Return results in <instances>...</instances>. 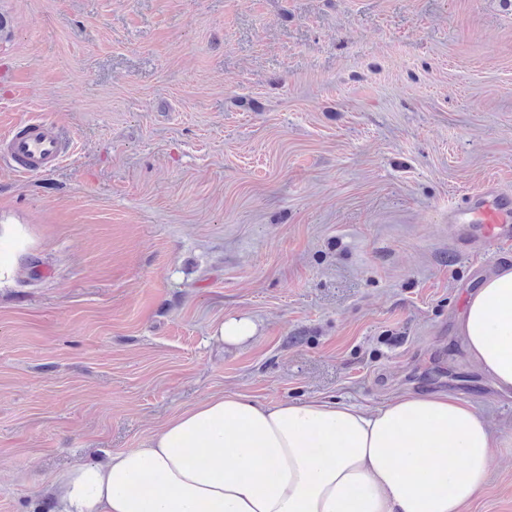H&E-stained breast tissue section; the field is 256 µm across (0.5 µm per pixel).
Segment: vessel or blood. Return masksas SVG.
<instances>
[{
    "label": "vessel or blood",
    "mask_w": 512,
    "mask_h": 512,
    "mask_svg": "<svg viewBox=\"0 0 512 512\" xmlns=\"http://www.w3.org/2000/svg\"><path fill=\"white\" fill-rule=\"evenodd\" d=\"M68 156L56 128L32 118L0 139V157L7 159L17 173L37 175L58 167ZM448 221L465 231L469 248H482L494 239L512 240V194L489 184L470 195L465 206L449 211Z\"/></svg>",
    "instance_id": "vessel-or-blood-1"
}]
</instances>
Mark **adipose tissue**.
Returning a JSON list of instances; mask_svg holds the SVG:
<instances>
[{"instance_id":"1","label":"adipose tissue","mask_w":512,"mask_h":512,"mask_svg":"<svg viewBox=\"0 0 512 512\" xmlns=\"http://www.w3.org/2000/svg\"><path fill=\"white\" fill-rule=\"evenodd\" d=\"M458 332L470 360L512 391V266L471 293ZM497 446L483 413L445 393L373 410L320 398L213 394L147 447L60 474L63 512H461Z\"/></svg>"}]
</instances>
